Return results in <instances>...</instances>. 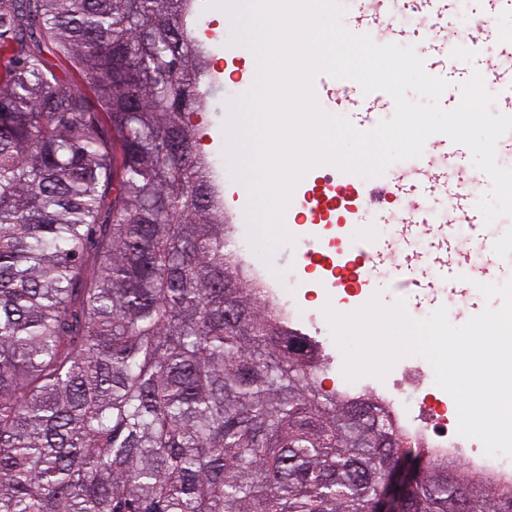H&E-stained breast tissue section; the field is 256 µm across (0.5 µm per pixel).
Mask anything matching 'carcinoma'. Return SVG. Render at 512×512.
Instances as JSON below:
<instances>
[{
	"label": "carcinoma",
	"mask_w": 512,
	"mask_h": 512,
	"mask_svg": "<svg viewBox=\"0 0 512 512\" xmlns=\"http://www.w3.org/2000/svg\"><path fill=\"white\" fill-rule=\"evenodd\" d=\"M183 2L0 0V512H373L404 450L225 252ZM469 484L431 465L405 512Z\"/></svg>",
	"instance_id": "carcinoma-1"
}]
</instances>
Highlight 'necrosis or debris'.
<instances>
[{
  "label": "necrosis or debris",
  "instance_id": "1",
  "mask_svg": "<svg viewBox=\"0 0 512 512\" xmlns=\"http://www.w3.org/2000/svg\"><path fill=\"white\" fill-rule=\"evenodd\" d=\"M224 231L236 263L246 270L247 284L261 292L288 332L303 342L318 370L336 373L337 347L326 319L316 309L299 310L288 292L287 274L256 260L248 225L232 221ZM344 393L352 400L377 404L407 447L438 463H464L472 477L496 491L512 490V458L488 456L480 441L458 434L457 414L425 358L404 357L394 373L358 379Z\"/></svg>",
  "mask_w": 512,
  "mask_h": 512
}]
</instances>
